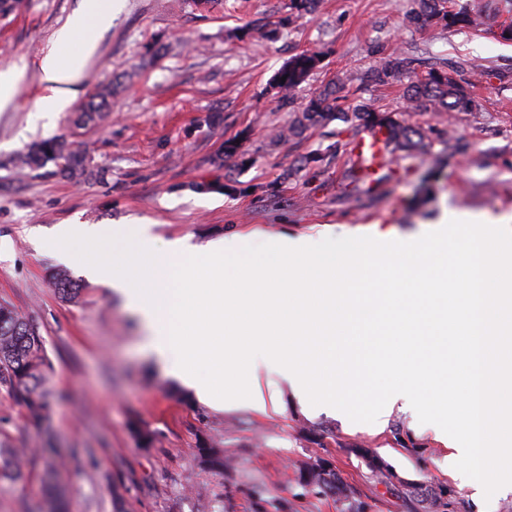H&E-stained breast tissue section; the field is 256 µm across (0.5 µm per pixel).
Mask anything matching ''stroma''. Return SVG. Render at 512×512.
Returning <instances> with one entry per match:
<instances>
[{
	"label": "stroma",
	"mask_w": 512,
	"mask_h": 512,
	"mask_svg": "<svg viewBox=\"0 0 512 512\" xmlns=\"http://www.w3.org/2000/svg\"><path fill=\"white\" fill-rule=\"evenodd\" d=\"M80 0H27L0 18V69L32 65ZM415 0H316L280 28L288 0H223L197 11L182 0H124L98 38L70 111L39 117L35 70L0 112V304L29 319L53 366L45 417L33 424L0 390V441L59 448L53 465L64 512H512V493L492 498L448 470L451 450L393 412L382 431L306 411L276 367L260 376L276 409L217 410L172 380L142 350L140 322L123 299L78 264L61 265L47 246L57 225L121 227L150 221L160 240H209L261 230L291 237L385 233L422 235L444 212L512 225V42L491 24L476 29L417 26ZM319 53V68L284 105L272 87L295 54ZM418 68L443 67L478 106L440 116L407 111L405 80L377 86L367 71L390 55ZM362 78L363 99L421 127L429 153L397 152L375 173L355 171L347 152L364 126L335 115L288 134L295 113L326 83ZM113 85L105 123H73L101 87ZM80 144L91 176L75 182L55 164L19 171L35 142ZM81 285L66 300L58 270ZM141 425L154 437L140 447ZM321 460L339 493L305 486ZM45 465L32 458L21 478L0 481V512H48Z\"/></svg>",
	"instance_id": "obj_1"
}]
</instances>
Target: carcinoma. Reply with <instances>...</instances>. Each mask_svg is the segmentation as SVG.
<instances>
[{
  "instance_id": "cac0c4a2",
  "label": "carcinoma",
  "mask_w": 512,
  "mask_h": 512,
  "mask_svg": "<svg viewBox=\"0 0 512 512\" xmlns=\"http://www.w3.org/2000/svg\"><path fill=\"white\" fill-rule=\"evenodd\" d=\"M314 0H290L288 16L279 26L290 27L301 12L312 9ZM411 20L416 23L435 22L445 28L479 27L483 24L482 11L456 7L455 0H418V10ZM320 56L304 51L292 57L277 73L274 86L284 102L292 100L295 90L318 67ZM410 75V83L404 88V97L411 108L419 112H468L475 107V100L457 83L455 78L442 69L425 73L414 72L412 60L399 55L391 56L370 70V79L377 85H385L402 74ZM286 81H281V78ZM112 88L97 92L78 110L74 122L80 125L104 119L111 111L109 98ZM344 85L331 83L316 92L288 127L291 136L300 134L308 126L339 112L346 116L353 113L355 119L372 128L386 130L383 144L385 151L404 150L418 155L426 154L424 134L409 125L368 106L347 105ZM54 163L61 174L79 180L89 173V160L85 152L66 141L56 138L41 141L18 157L22 169H37ZM53 285L65 299L72 300L80 292L79 285L66 272L59 271L53 277ZM52 377V365L38 328L19 316L12 308L0 304V387L8 390L15 402L25 409L28 418H42L48 402ZM25 459L22 449L0 443V475L19 478Z\"/></svg>"
}]
</instances>
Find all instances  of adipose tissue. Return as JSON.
<instances>
[{"mask_svg": "<svg viewBox=\"0 0 512 512\" xmlns=\"http://www.w3.org/2000/svg\"><path fill=\"white\" fill-rule=\"evenodd\" d=\"M121 7V0H83L82 9L56 31L52 49L35 64L46 90L38 100V112L49 117L70 106L85 61L97 45L98 29L111 23Z\"/></svg>", "mask_w": 512, "mask_h": 512, "instance_id": "ef3b65f1", "label": "adipose tissue"}]
</instances>
